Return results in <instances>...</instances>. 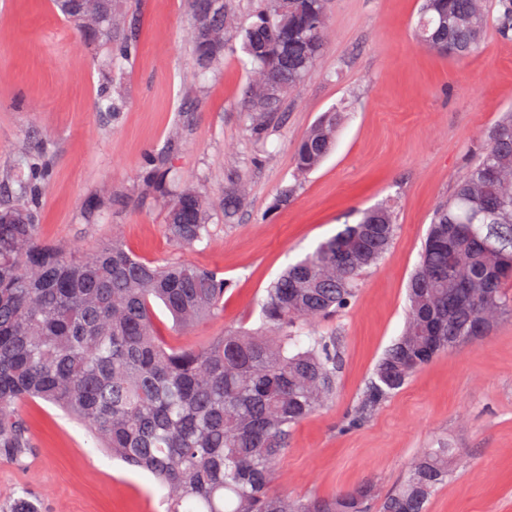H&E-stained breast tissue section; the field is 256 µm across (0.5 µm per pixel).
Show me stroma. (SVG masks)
I'll return each mask as SVG.
<instances>
[{"label": "stroma", "instance_id": "stroma-1", "mask_svg": "<svg viewBox=\"0 0 512 512\" xmlns=\"http://www.w3.org/2000/svg\"><path fill=\"white\" fill-rule=\"evenodd\" d=\"M420 5L327 0L322 57L257 134L239 106L251 70L240 39L198 73L187 0H115L139 44L117 64L52 0H0V201H15V174L45 158L50 175L30 194L42 242L90 249L117 236L142 258L185 261L229 280L223 312L191 330L158 311L155 329L176 348L228 325L255 326L258 301L288 263L356 223L358 210L391 205L389 250L350 306L316 326L343 353L336 395L295 428L275 487L303 499L370 480L385 493L403 481L417 449L444 437L460 456L429 512H512V318L440 354L364 425L346 426L403 331L407 282L435 206L512 109V38L496 28L495 0L479 49L464 59L418 41ZM333 108L343 114L334 151L296 179L297 145ZM161 154L181 183L214 203L208 236L190 248L169 238V199L146 180ZM236 180L248 194L228 222L221 203ZM293 182L294 197L277 204L280 187ZM20 415L33 446L17 461L0 456V512L20 497L40 512H164L148 474L105 455L61 411L36 401L21 404Z\"/></svg>", "mask_w": 512, "mask_h": 512}]
</instances>
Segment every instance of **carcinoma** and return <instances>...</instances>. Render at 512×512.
I'll return each instance as SVG.
<instances>
[{
  "mask_svg": "<svg viewBox=\"0 0 512 512\" xmlns=\"http://www.w3.org/2000/svg\"><path fill=\"white\" fill-rule=\"evenodd\" d=\"M99 28L113 56L138 51L133 32L115 27L112 0H96ZM497 29L512 31V0H499ZM487 26L484 0H424L419 40L454 57L472 54ZM253 71L267 70L296 90L317 62L328 35L325 0H267L258 21L240 31ZM199 71L224 58L227 44L202 33L190 39ZM281 100L241 103L252 129L264 130ZM341 112L323 113L294 154L299 176L332 152ZM488 146L434 212L418 265L408 283V313L350 419L364 422L435 356L478 338L512 316V110L487 133ZM28 164L17 175L21 193L46 173ZM147 181L171 196L167 233L191 246L208 232L205 193L179 184L164 156ZM244 184L224 189V220L243 204ZM392 207L360 214L288 265L266 288L255 327H230L190 348L166 345L155 329V307L187 329L222 308L228 282L180 261L160 264L122 242L78 255L66 244L40 241L33 212L0 205V454L18 460L31 447L18 407L41 400L87 427L101 448L150 474L166 489V512H371L374 485L365 482L327 498L297 499L271 491L296 426L335 395L340 369L336 337L303 346L304 323L333 316L355 297L361 274L391 246ZM349 257L345 269L336 256ZM456 449L445 440L420 449L403 483L380 512H428L448 483Z\"/></svg>",
  "mask_w": 512,
  "mask_h": 512,
  "instance_id": "obj_1",
  "label": "carcinoma"
}]
</instances>
